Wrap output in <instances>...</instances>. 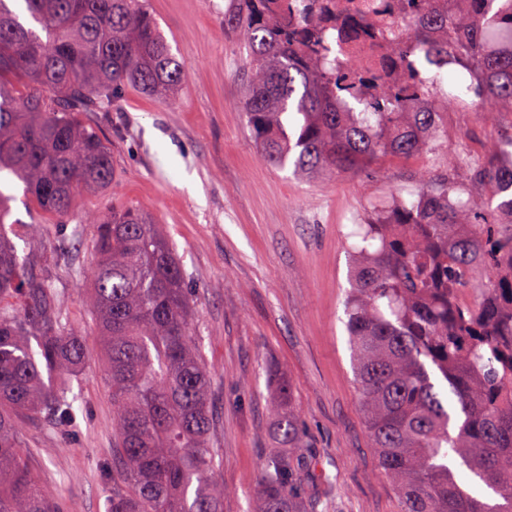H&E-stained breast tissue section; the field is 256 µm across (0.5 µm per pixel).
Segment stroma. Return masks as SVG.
I'll return each mask as SVG.
<instances>
[{
	"mask_svg": "<svg viewBox=\"0 0 512 512\" xmlns=\"http://www.w3.org/2000/svg\"><path fill=\"white\" fill-rule=\"evenodd\" d=\"M187 76L167 101L127 88L115 112H88L112 150L114 179L103 194H80L75 218H42L20 252L43 258L63 301L65 321L80 331L90 359L75 392L85 408L62 436L23 427L27 464L64 500L68 512H106L112 482V402L90 306L94 263L91 225L83 218L135 206L172 239L196 302L193 332L211 375L224 512H245L270 452L279 448L269 413L290 386L302 445L322 471L313 512H400L392 481L371 448L346 331L352 263L345 235L369 201L414 189L425 160L336 179H305L267 165L241 109L245 78L238 35L225 24L229 0H149ZM448 154L482 161L507 113L486 104L448 111ZM77 244L62 260L59 242Z\"/></svg>",
	"mask_w": 512,
	"mask_h": 512,
	"instance_id": "1",
	"label": "stroma"
}]
</instances>
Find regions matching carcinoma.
<instances>
[{
    "label": "carcinoma",
    "instance_id": "carcinoma-1",
    "mask_svg": "<svg viewBox=\"0 0 512 512\" xmlns=\"http://www.w3.org/2000/svg\"><path fill=\"white\" fill-rule=\"evenodd\" d=\"M248 83L242 101L264 161L299 176L357 175L381 161L431 156L415 191L370 205L348 237L354 267L346 329L371 446L399 493L401 512H512V298L494 293L512 270L473 280L512 254V166L448 158L442 107L470 96L512 116V45L479 50L486 26L512 32V9L456 18L436 0H394L401 29L377 91L327 59L359 16L309 17L314 2L233 0ZM453 56L480 79L445 91L430 63ZM186 63L146 0H0V173L14 176L37 212L71 222L80 191L112 186L108 144L80 119L110 112L136 87L168 99ZM485 185L482 197L472 187ZM0 190V512H61L28 469L23 423L76 426L73 392L87 360L81 333L40 263L16 240L37 229L10 220ZM96 226L93 311L112 400V500L107 512H224L221 462L211 447L210 377L191 334V295L163 227L136 207L87 218ZM490 295L469 306L462 290ZM435 368L448 390L436 387ZM288 449L268 457L248 512H305L300 428L293 407L273 408ZM466 468L499 493L491 505L458 482Z\"/></svg>",
    "mask_w": 512,
    "mask_h": 512
}]
</instances>
